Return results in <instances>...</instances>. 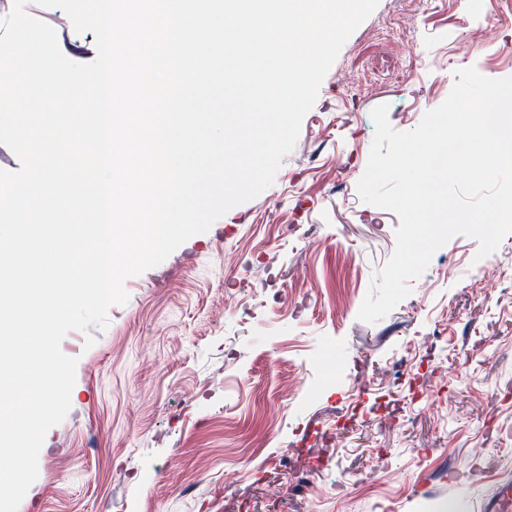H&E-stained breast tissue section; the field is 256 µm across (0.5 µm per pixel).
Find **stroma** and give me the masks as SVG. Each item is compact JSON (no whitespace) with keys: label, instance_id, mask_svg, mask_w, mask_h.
Listing matches in <instances>:
<instances>
[{"label":"stroma","instance_id":"stroma-1","mask_svg":"<svg viewBox=\"0 0 512 512\" xmlns=\"http://www.w3.org/2000/svg\"><path fill=\"white\" fill-rule=\"evenodd\" d=\"M24 11L91 62L92 32ZM470 66L512 76V0H379L273 185L127 278L106 328L63 338L71 409L18 512H477L512 480V234L482 261L453 237L388 315L357 318L400 224L357 191L371 112L413 130Z\"/></svg>","mask_w":512,"mask_h":512}]
</instances>
